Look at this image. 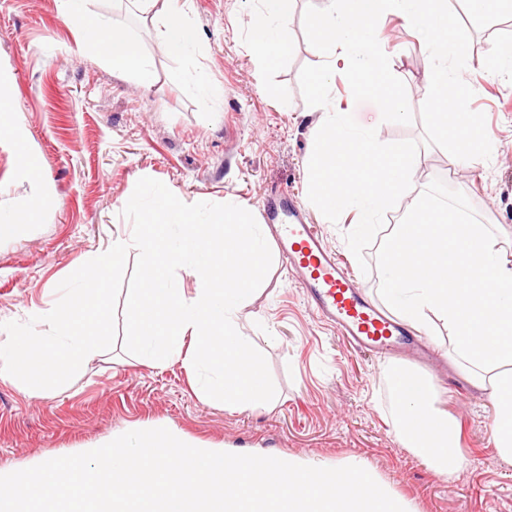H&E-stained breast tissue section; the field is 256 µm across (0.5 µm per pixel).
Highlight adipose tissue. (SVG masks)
<instances>
[{"label":"adipose tissue","instance_id":"adipose-tissue-1","mask_svg":"<svg viewBox=\"0 0 512 512\" xmlns=\"http://www.w3.org/2000/svg\"><path fill=\"white\" fill-rule=\"evenodd\" d=\"M89 0H60L64 16L92 34L93 45L113 71L150 86L153 71L129 31L90 14ZM141 13L161 12L166 52L192 59L198 29L178 0H136ZM250 40L260 69L288 50V20L296 0H260ZM387 304L416 329L441 321L470 382L492 390L495 417L490 438L499 457L512 463V240L503 241L486 225L469 223L459 211L416 199L396 225L382 259ZM400 414L396 433L436 473L460 468L458 430L434 406L426 377L403 372L395 391Z\"/></svg>","mask_w":512,"mask_h":512}]
</instances>
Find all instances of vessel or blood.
<instances>
[{"mask_svg": "<svg viewBox=\"0 0 512 512\" xmlns=\"http://www.w3.org/2000/svg\"><path fill=\"white\" fill-rule=\"evenodd\" d=\"M269 235L309 307L358 352L391 357L395 347L413 345L411 332L376 304L340 264L299 199L276 192L263 204Z\"/></svg>", "mask_w": 512, "mask_h": 512, "instance_id": "b4317fda", "label": "vessel or blood"}]
</instances>
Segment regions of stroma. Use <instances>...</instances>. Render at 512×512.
I'll return each mask as SVG.
<instances>
[{
	"instance_id": "1",
	"label": "stroma",
	"mask_w": 512,
	"mask_h": 512,
	"mask_svg": "<svg viewBox=\"0 0 512 512\" xmlns=\"http://www.w3.org/2000/svg\"><path fill=\"white\" fill-rule=\"evenodd\" d=\"M321 3L297 0L288 51L260 75L248 31L259 0H189L200 34L190 63L165 53L159 20L139 16L127 0H90L93 13L124 25L149 58L154 79L144 88L113 74L98 50L79 47L82 32L61 14L58 0H0V100L9 107L5 120L18 127L17 138L0 139V214L40 206L35 223L0 240V342L8 338L2 323L26 321L55 302L65 277L131 235L122 203L142 177L163 182L190 204L233 200L258 210L277 189L306 199L319 115L302 95L299 73L324 57L307 42L303 15L307 5ZM449 4L470 31L462 78L474 92L471 109L485 115L496 145L490 160L452 172L447 152L425 145L420 114L430 57L398 16L379 20L376 35L405 84L412 123L382 121L375 104L352 99L344 67L330 84L337 109L376 129L381 142L420 144L412 193L386 213L383 231L365 250L368 271L345 241L355 214L334 224L315 206L306 208L380 305L381 253L414 197H430L512 237V80L494 59L498 46L512 43V13L484 21L471 17L462 0ZM199 77L220 85L222 97L202 103L191 89ZM21 151L37 177L21 169ZM239 330L266 357L277 390L271 406L241 411L208 404L182 361L153 368L119 343L91 358L63 391L31 396L17 381L0 379V475L98 448L131 430L164 427L201 449L325 467L361 462L406 512H512V464L490 441L494 406L450 359L443 323L433 325L428 341L433 361L406 368L431 379L437 407L461 425L467 463L446 476L397 438L391 361L349 349L307 306L281 257L248 298Z\"/></svg>"
}]
</instances>
